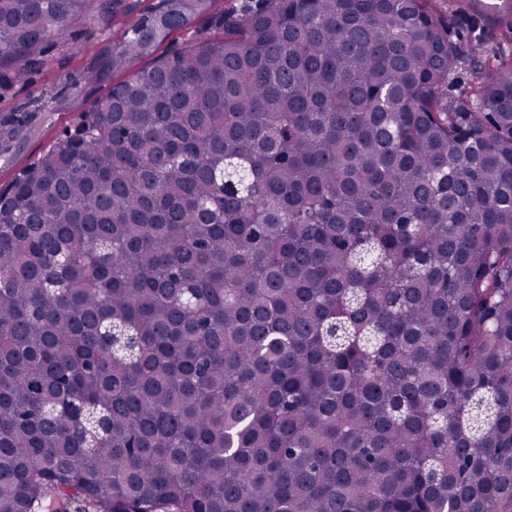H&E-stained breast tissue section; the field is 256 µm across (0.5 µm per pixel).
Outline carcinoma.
<instances>
[{
    "instance_id": "carcinoma-1",
    "label": "carcinoma",
    "mask_w": 512,
    "mask_h": 512,
    "mask_svg": "<svg viewBox=\"0 0 512 512\" xmlns=\"http://www.w3.org/2000/svg\"><path fill=\"white\" fill-rule=\"evenodd\" d=\"M215 3L0 189V512H512V0Z\"/></svg>"
}]
</instances>
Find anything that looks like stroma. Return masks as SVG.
<instances>
[{
    "label": "stroma",
    "mask_w": 512,
    "mask_h": 512,
    "mask_svg": "<svg viewBox=\"0 0 512 512\" xmlns=\"http://www.w3.org/2000/svg\"><path fill=\"white\" fill-rule=\"evenodd\" d=\"M159 6L160 0H122L116 14L106 18L101 0H93L84 28L76 36L46 44L41 64L30 69L26 83L0 86V115H28L13 141L0 144V187L94 111L120 80L106 65L113 44L122 39L131 20Z\"/></svg>",
    "instance_id": "35a3bbf8"
}]
</instances>
